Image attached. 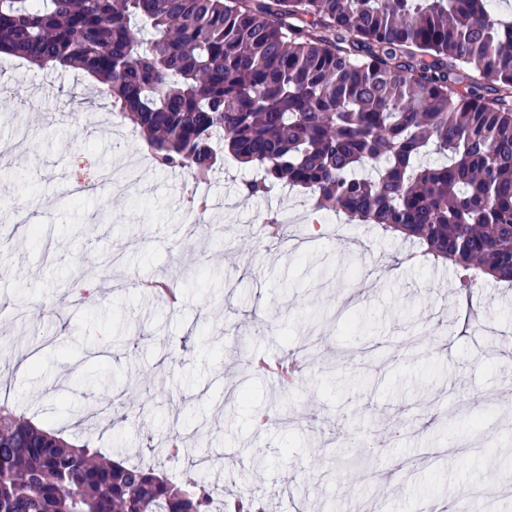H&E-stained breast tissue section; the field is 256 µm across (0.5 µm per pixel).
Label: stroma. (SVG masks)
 <instances>
[{
  "mask_svg": "<svg viewBox=\"0 0 512 512\" xmlns=\"http://www.w3.org/2000/svg\"><path fill=\"white\" fill-rule=\"evenodd\" d=\"M114 113L86 73L0 53V336L14 350L0 363V402L171 474L209 457L199 472L217 500L253 497L265 512H421L453 495L512 512V487L490 503L476 495L489 468L512 477L500 396L512 387V288L467 295L453 267L404 261L407 243L370 224L336 221L301 251L270 242L254 230L261 216L288 209L292 235L317 218L295 190L242 195L249 173L234 162L202 185L222 203L210 231L188 233L184 171L157 167L137 132L114 145ZM130 161V189L69 196L68 176L120 178ZM34 193L39 242L13 217ZM78 276L103 282L94 306L68 300ZM158 276L179 304L120 286ZM259 356L304 361L298 384L245 376ZM131 378L143 391L126 390ZM235 379L249 400L227 402ZM105 400L120 423L94 421ZM258 408L273 419L260 431ZM173 431L175 461L160 446Z\"/></svg>",
  "mask_w": 512,
  "mask_h": 512,
  "instance_id": "stroma-1",
  "label": "stroma"
}]
</instances>
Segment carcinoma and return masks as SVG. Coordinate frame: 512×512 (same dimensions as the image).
Wrapping results in <instances>:
<instances>
[{"instance_id":"1","label":"carcinoma","mask_w":512,"mask_h":512,"mask_svg":"<svg viewBox=\"0 0 512 512\" xmlns=\"http://www.w3.org/2000/svg\"><path fill=\"white\" fill-rule=\"evenodd\" d=\"M1 52L93 77L160 168L206 181L229 157L258 172L247 197L288 185L467 288L512 283V16L488 0H0ZM212 502L0 405V512Z\"/></svg>"}]
</instances>
